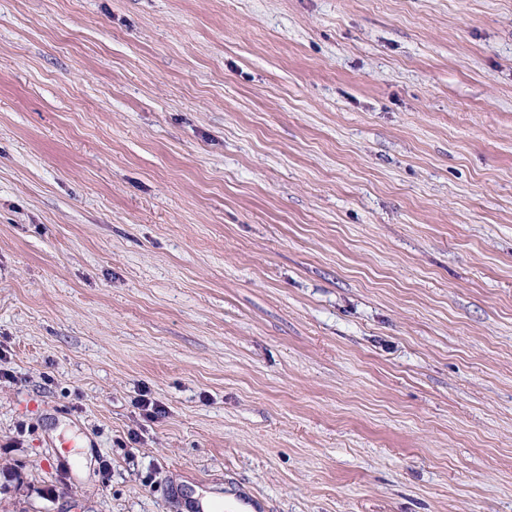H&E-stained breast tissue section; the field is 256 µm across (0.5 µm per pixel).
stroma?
Wrapping results in <instances>:
<instances>
[{
	"label": "stroma",
	"instance_id": "stroma-1",
	"mask_svg": "<svg viewBox=\"0 0 512 512\" xmlns=\"http://www.w3.org/2000/svg\"><path fill=\"white\" fill-rule=\"evenodd\" d=\"M202 492L512 512V0H0V512Z\"/></svg>",
	"mask_w": 512,
	"mask_h": 512
}]
</instances>
